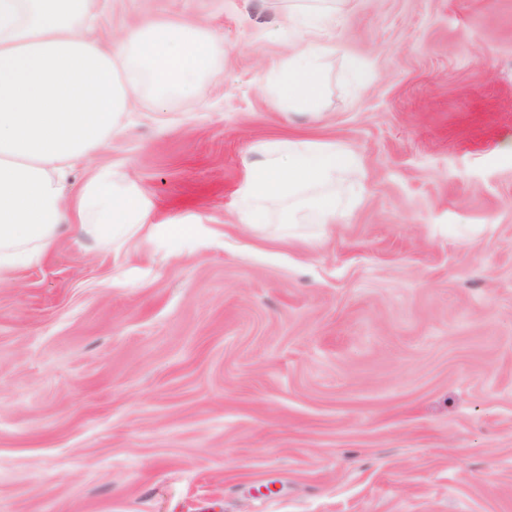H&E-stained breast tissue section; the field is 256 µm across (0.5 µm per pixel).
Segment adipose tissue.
<instances>
[{"label": "adipose tissue", "mask_w": 512, "mask_h": 512, "mask_svg": "<svg viewBox=\"0 0 512 512\" xmlns=\"http://www.w3.org/2000/svg\"><path fill=\"white\" fill-rule=\"evenodd\" d=\"M97 0H0V283L42 261L62 229L110 244L150 222L142 194L112 167H91L79 188L69 169L89 164L131 111L145 78L170 94L194 96L220 44L190 16L141 15L112 46L94 29ZM335 41L295 48L281 71L280 99L312 106L322 57ZM237 191L239 219L263 223L270 207L309 204L318 223H340L344 176L361 161L335 145L271 140L256 148Z\"/></svg>", "instance_id": "ef3b65f1"}]
</instances>
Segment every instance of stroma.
Wrapping results in <instances>:
<instances>
[{
    "label": "stroma",
    "mask_w": 512,
    "mask_h": 512,
    "mask_svg": "<svg viewBox=\"0 0 512 512\" xmlns=\"http://www.w3.org/2000/svg\"><path fill=\"white\" fill-rule=\"evenodd\" d=\"M316 2L103 23L188 13L223 50L195 96L144 85L96 156L152 236L68 231L0 286V512H512V0H332L294 110L280 20ZM271 139L359 156L343 223H240ZM336 39L326 42H309L294 48L287 67L281 71L278 95L288 103L311 107L320 91L322 57L336 53Z\"/></svg>",
    "instance_id": "35a3bbf8"
}]
</instances>
